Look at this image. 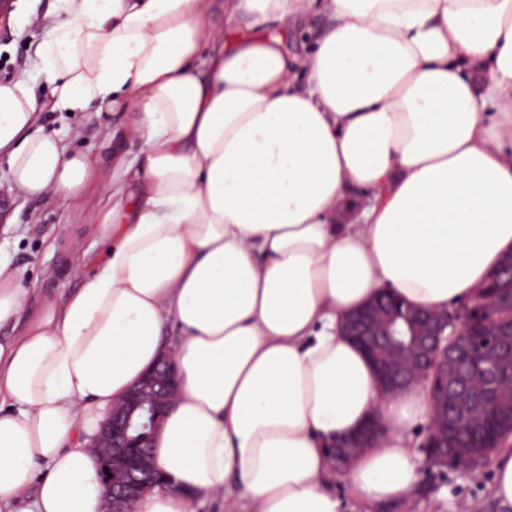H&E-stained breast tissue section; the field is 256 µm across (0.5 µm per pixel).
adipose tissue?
Wrapping results in <instances>:
<instances>
[{
    "instance_id": "adipose-tissue-1",
    "label": "adipose tissue",
    "mask_w": 512,
    "mask_h": 512,
    "mask_svg": "<svg viewBox=\"0 0 512 512\" xmlns=\"http://www.w3.org/2000/svg\"><path fill=\"white\" fill-rule=\"evenodd\" d=\"M63 2L35 51L53 110L127 121L104 165L0 82L12 189L88 208L108 242L35 310L0 263V328L22 327L0 337V512H102L91 441L166 356L135 512H196L234 479L248 512H345L325 445L373 416L387 434L345 479L406 498L430 397L381 398L342 324L385 292L447 309L512 252V0Z\"/></svg>"
}]
</instances>
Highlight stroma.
Here are the masks:
<instances>
[{
  "mask_svg": "<svg viewBox=\"0 0 512 512\" xmlns=\"http://www.w3.org/2000/svg\"><path fill=\"white\" fill-rule=\"evenodd\" d=\"M64 20L62 0H13L7 19L0 20V82L27 79L45 109L42 123L74 150L102 157L108 131L121 128V112L88 109L73 113L51 112L49 86L38 75L35 48L45 35L46 19ZM10 168L0 157V262L16 269L30 289L32 304L46 296L83 286L71 275L78 258L96 260L104 249L95 225L60 200L36 201L8 193ZM492 469L471 476L449 469L422 468L417 489L406 499L378 512H495L491 498Z\"/></svg>",
  "mask_w": 512,
  "mask_h": 512,
  "instance_id": "stroma-1",
  "label": "stroma"
}]
</instances>
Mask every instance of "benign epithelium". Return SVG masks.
Wrapping results in <instances>:
<instances>
[{"mask_svg":"<svg viewBox=\"0 0 512 512\" xmlns=\"http://www.w3.org/2000/svg\"><path fill=\"white\" fill-rule=\"evenodd\" d=\"M492 305L512 309V295L477 296L451 318L441 311L419 307L373 305L355 313L346 323L347 334L361 341L375 363L382 396L392 397L412 386H421L428 392L434 419L425 447L438 449L431 456V464L436 467H455L451 448L453 422L440 418L439 401L459 395L468 398L469 417L476 420L477 404L490 397L483 380H471L464 387L458 382V364L469 356L474 335H482L483 344L490 348L497 389L508 391L512 399V366L500 363L502 353L512 349V322L504 326L494 317L485 318L478 333L471 325V310ZM174 393L171 364L165 359L113 407L102 424L93 447L100 449L111 473L103 478L105 512H131L129 505L153 484L150 459L143 456L132 461L127 449L135 444L138 427L155 431ZM380 438L381 433L373 431L337 441L336 468L345 470L355 454L372 447Z\"/></svg>","mask_w":512,"mask_h":512,"instance_id":"obj_1","label":"benign epithelium"}]
</instances>
